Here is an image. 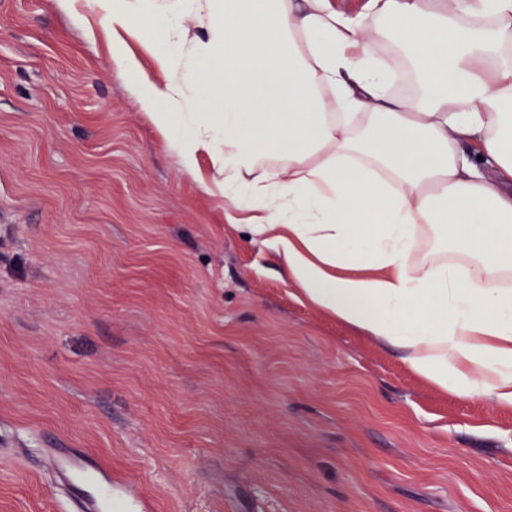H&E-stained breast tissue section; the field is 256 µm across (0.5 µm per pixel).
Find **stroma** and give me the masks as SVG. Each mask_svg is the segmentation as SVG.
<instances>
[{
  "instance_id": "1",
  "label": "stroma",
  "mask_w": 512,
  "mask_h": 512,
  "mask_svg": "<svg viewBox=\"0 0 512 512\" xmlns=\"http://www.w3.org/2000/svg\"><path fill=\"white\" fill-rule=\"evenodd\" d=\"M47 448L150 512H512V408L300 300L99 0H0V512H67Z\"/></svg>"
}]
</instances>
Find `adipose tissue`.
I'll return each mask as SVG.
<instances>
[{
  "instance_id": "1",
  "label": "adipose tissue",
  "mask_w": 512,
  "mask_h": 512,
  "mask_svg": "<svg viewBox=\"0 0 512 512\" xmlns=\"http://www.w3.org/2000/svg\"><path fill=\"white\" fill-rule=\"evenodd\" d=\"M165 71L122 65L186 170L300 296L433 387L512 406V0H103ZM209 39L184 51L181 13ZM410 75L414 95L393 85ZM457 257L419 254L420 233Z\"/></svg>"
}]
</instances>
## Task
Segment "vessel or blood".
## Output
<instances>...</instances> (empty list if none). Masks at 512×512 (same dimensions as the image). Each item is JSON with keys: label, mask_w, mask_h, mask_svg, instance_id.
Segmentation results:
<instances>
[{"label": "vessel or blood", "mask_w": 512, "mask_h": 512, "mask_svg": "<svg viewBox=\"0 0 512 512\" xmlns=\"http://www.w3.org/2000/svg\"><path fill=\"white\" fill-rule=\"evenodd\" d=\"M47 461L75 512H147L131 481L100 468L83 450L51 448Z\"/></svg>", "instance_id": "1"}]
</instances>
